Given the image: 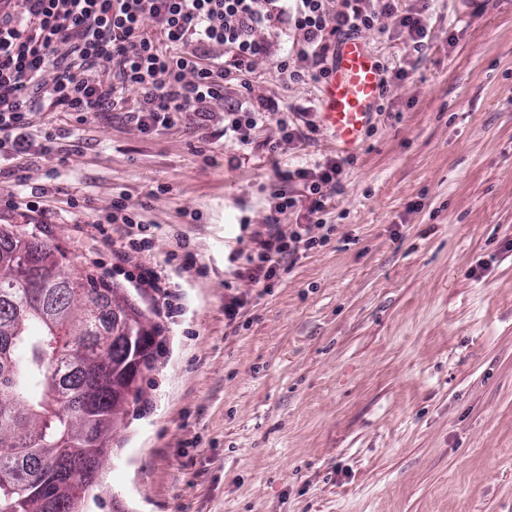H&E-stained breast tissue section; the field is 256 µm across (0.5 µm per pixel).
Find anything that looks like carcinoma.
<instances>
[{
  "label": "carcinoma",
  "instance_id": "cac0c4a2",
  "mask_svg": "<svg viewBox=\"0 0 512 512\" xmlns=\"http://www.w3.org/2000/svg\"><path fill=\"white\" fill-rule=\"evenodd\" d=\"M8 259L35 288L0 268V512H74L93 482L128 402L123 366L151 368L155 337L144 313L126 303V342L94 334L100 301L124 302L120 289L68 263L59 246L0 230Z\"/></svg>",
  "mask_w": 512,
  "mask_h": 512
}]
</instances>
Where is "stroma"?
Listing matches in <instances>:
<instances>
[{
    "mask_svg": "<svg viewBox=\"0 0 512 512\" xmlns=\"http://www.w3.org/2000/svg\"><path fill=\"white\" fill-rule=\"evenodd\" d=\"M427 15L419 52L361 32L380 110L321 215L328 244L273 288L226 256L254 248L275 169L331 154L325 130L270 155L203 140L191 112L148 133L57 112L31 134H59L58 151L0 161V194L50 193L0 227L124 289L156 341L79 512H512V0ZM320 90L264 60L252 76L282 106ZM121 195L152 221L149 251L99 228ZM152 271L169 287L140 285Z\"/></svg>",
    "mask_w": 512,
    "mask_h": 512,
    "instance_id": "stroma-1",
    "label": "stroma"
}]
</instances>
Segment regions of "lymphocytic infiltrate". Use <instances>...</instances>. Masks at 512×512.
<instances>
[{
    "instance_id": "lymphocytic-infiltrate-1",
    "label": "lymphocytic infiltrate",
    "mask_w": 512,
    "mask_h": 512,
    "mask_svg": "<svg viewBox=\"0 0 512 512\" xmlns=\"http://www.w3.org/2000/svg\"><path fill=\"white\" fill-rule=\"evenodd\" d=\"M289 29L299 42L284 56L276 39ZM374 29L404 34L416 51L430 33L424 9H401L399 0H0V157L30 153L29 128L53 112L119 111L142 132L172 128L191 112L199 129L219 120L225 139L270 152L274 144L256 132L274 115L282 141H308L317 130L309 107L284 112L249 97L258 61L284 81L319 83L337 40ZM232 84L240 99L228 98ZM347 163L334 155L276 170L277 182L301 183L305 197L277 191L258 252L235 251L229 263L269 288L285 260L322 245L319 216ZM300 208L303 222L283 232L280 215Z\"/></svg>"
}]
</instances>
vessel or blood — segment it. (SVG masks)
I'll return each mask as SVG.
<instances>
[{"instance_id":"vessel-or-blood-1","label":"vessel or blood","mask_w":512,"mask_h":512,"mask_svg":"<svg viewBox=\"0 0 512 512\" xmlns=\"http://www.w3.org/2000/svg\"><path fill=\"white\" fill-rule=\"evenodd\" d=\"M382 81L381 63L366 42L348 38L338 44L318 114L337 153L360 149L379 107Z\"/></svg>"}]
</instances>
